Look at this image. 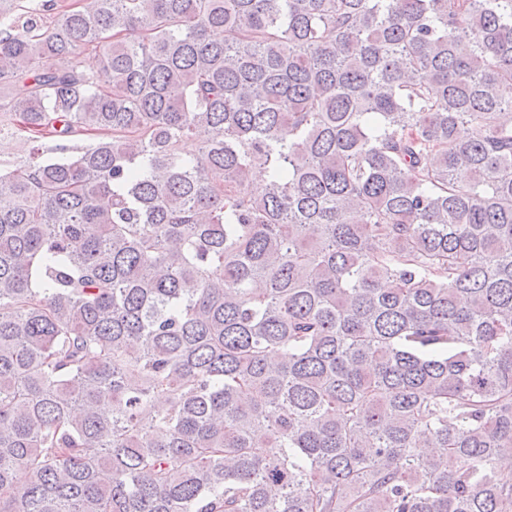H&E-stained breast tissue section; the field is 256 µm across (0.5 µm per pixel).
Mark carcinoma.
Segmentation results:
<instances>
[{
    "label": "carcinoma",
    "instance_id": "obj_1",
    "mask_svg": "<svg viewBox=\"0 0 512 512\" xmlns=\"http://www.w3.org/2000/svg\"><path fill=\"white\" fill-rule=\"evenodd\" d=\"M4 133L0 512H512V0H0Z\"/></svg>",
    "mask_w": 512,
    "mask_h": 512
}]
</instances>
